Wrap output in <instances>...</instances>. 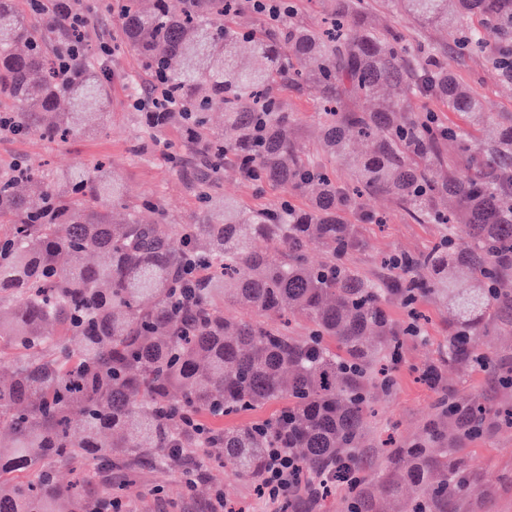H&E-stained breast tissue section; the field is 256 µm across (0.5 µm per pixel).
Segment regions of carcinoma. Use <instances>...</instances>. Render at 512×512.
I'll return each instance as SVG.
<instances>
[{
    "instance_id": "cac0c4a2",
    "label": "carcinoma",
    "mask_w": 512,
    "mask_h": 512,
    "mask_svg": "<svg viewBox=\"0 0 512 512\" xmlns=\"http://www.w3.org/2000/svg\"><path fill=\"white\" fill-rule=\"evenodd\" d=\"M385 2L447 42L408 41L364 0H328L317 23L288 0L271 25L252 0H182L177 14L169 0H100L119 20L110 52L136 63L130 106L163 97L173 107L134 112L133 152L179 132L196 223L167 221L155 193L128 202L105 160L65 173L0 160V431L11 442L0 448V512H114L112 489L139 464L173 470L213 448L255 485L278 448L304 476L345 490L342 512H448L471 491L451 450L480 438L503 406L472 400L465 424L448 408L445 373L486 366L479 338L512 314V116L486 111L447 58L479 56L512 83V0ZM59 15L49 0H0V134L58 143L110 120L109 59ZM303 83L324 102L320 151L348 183L299 147L280 88ZM423 95L467 128L416 112ZM226 164L282 195L260 208L218 196ZM371 195L448 226L382 282L351 261L369 247ZM424 294L448 310V341L418 369L437 394L433 412L417 436L390 441L367 481L376 392L394 387L403 337L422 332L419 316L399 326L386 306ZM220 415L249 420L221 430L210 422Z\"/></svg>"
}]
</instances>
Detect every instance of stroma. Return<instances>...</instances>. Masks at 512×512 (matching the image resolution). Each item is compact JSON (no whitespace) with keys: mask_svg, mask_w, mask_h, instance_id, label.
<instances>
[{"mask_svg":"<svg viewBox=\"0 0 512 512\" xmlns=\"http://www.w3.org/2000/svg\"><path fill=\"white\" fill-rule=\"evenodd\" d=\"M450 64L458 80L482 96L489 111L512 113V89L497 81L484 60L454 58ZM111 68L118 79L112 86V118L103 132H79L61 144H48L35 137L16 140L2 134L0 158L24 154L46 161L55 170L79 165L89 169L98 159L110 158L112 171L125 186L129 200H137L145 193L160 194L163 208L174 223H194L196 202L177 168L160 157L144 162L131 155L132 146L140 138V128L123 106L127 92L121 77L135 70L133 59L127 55L116 58ZM287 96L289 106L300 117L299 142L305 151L315 152L312 129L319 114L318 96L309 87L288 89ZM368 205L386 218L383 225H367L369 248L354 257L361 272L370 279L387 276L379 264L381 255L417 253L445 232L439 224L415 223L393 198L373 196ZM421 307L430 317L424 328L425 337L405 341L403 358L394 367L396 387L375 404L362 450L368 461L381 457V436L392 430L399 438L412 437L432 413L436 395L416 381L413 370L436 359L439 345L448 336V315L429 298L423 300ZM448 386L457 390L459 398L473 397L491 406L512 400V391L499 384L493 371L475 370L463 379L452 370L448 373ZM457 453L470 462L475 489L456 501L454 512H512V428L497 429L483 439L462 443ZM217 478V484H206L203 492L196 494L186 489L181 473L149 466L139 468L125 491L129 512H210L209 504L217 488L223 490L226 500L245 506L247 512H281L280 504L257 498L252 486L238 476L231 464H223Z\"/></svg>","mask_w":512,"mask_h":512,"instance_id":"1","label":"stroma"}]
</instances>
